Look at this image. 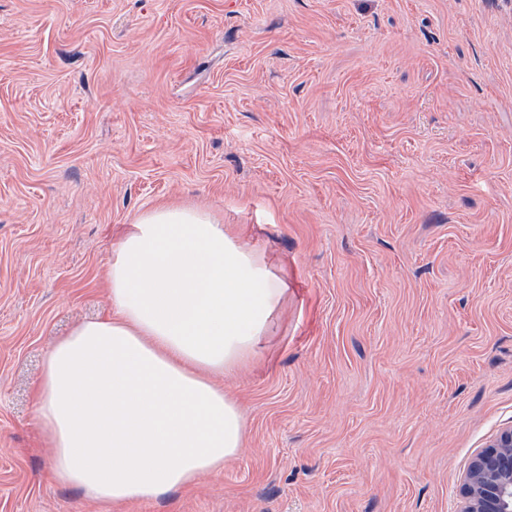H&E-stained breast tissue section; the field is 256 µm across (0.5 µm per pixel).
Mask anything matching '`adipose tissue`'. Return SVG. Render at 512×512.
Instances as JSON below:
<instances>
[{
  "label": "adipose tissue",
  "instance_id": "adipose-tissue-1",
  "mask_svg": "<svg viewBox=\"0 0 512 512\" xmlns=\"http://www.w3.org/2000/svg\"><path fill=\"white\" fill-rule=\"evenodd\" d=\"M108 286L109 311L49 350L36 417L56 481L151 502L238 457L245 418L215 379L250 361L285 283L210 213L160 205L115 241Z\"/></svg>",
  "mask_w": 512,
  "mask_h": 512
}]
</instances>
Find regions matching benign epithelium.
Here are the masks:
<instances>
[{
	"mask_svg": "<svg viewBox=\"0 0 512 512\" xmlns=\"http://www.w3.org/2000/svg\"><path fill=\"white\" fill-rule=\"evenodd\" d=\"M459 512H512V427L474 457L460 488Z\"/></svg>",
	"mask_w": 512,
	"mask_h": 512,
	"instance_id": "benign-epithelium-1",
	"label": "benign epithelium"
}]
</instances>
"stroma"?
<instances>
[{"mask_svg": "<svg viewBox=\"0 0 512 512\" xmlns=\"http://www.w3.org/2000/svg\"><path fill=\"white\" fill-rule=\"evenodd\" d=\"M161 204L283 277L239 456L104 506L32 388ZM512 425V0H0V512H457Z\"/></svg>", "mask_w": 512, "mask_h": 512, "instance_id": "35a3bbf8", "label": "stroma"}]
</instances>
